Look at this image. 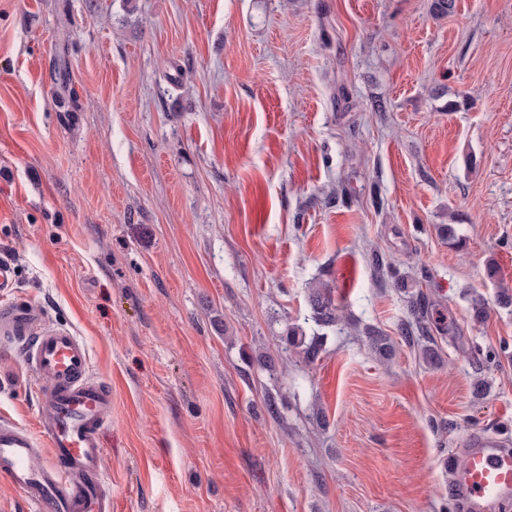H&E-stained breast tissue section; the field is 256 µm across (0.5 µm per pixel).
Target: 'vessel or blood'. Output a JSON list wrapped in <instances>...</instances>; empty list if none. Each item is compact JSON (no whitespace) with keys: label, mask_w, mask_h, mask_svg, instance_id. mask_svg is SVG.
I'll list each match as a JSON object with an SVG mask.
<instances>
[{"label":"vessel or blood","mask_w":512,"mask_h":512,"mask_svg":"<svg viewBox=\"0 0 512 512\" xmlns=\"http://www.w3.org/2000/svg\"><path fill=\"white\" fill-rule=\"evenodd\" d=\"M0 338L23 344V360L45 383L41 402L49 417L44 434L0 421V481L18 491L33 512H110L100 433L112 415V389L95 379L85 340L40 327L36 311L0 305ZM459 477L472 512L512 492V449L476 432Z\"/></svg>","instance_id":"b4317fda"}]
</instances>
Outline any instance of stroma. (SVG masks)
I'll list each match as a JSON object with an SVG mask.
<instances>
[{"label": "stroma", "instance_id": "obj_1", "mask_svg": "<svg viewBox=\"0 0 512 512\" xmlns=\"http://www.w3.org/2000/svg\"><path fill=\"white\" fill-rule=\"evenodd\" d=\"M455 2L0 0V259L112 385V512H469L449 462L512 443V0ZM42 387L0 343V420ZM309 305L315 322L321 325L336 323V304L330 289L312 290L309 296Z\"/></svg>", "mask_w": 512, "mask_h": 512}]
</instances>
